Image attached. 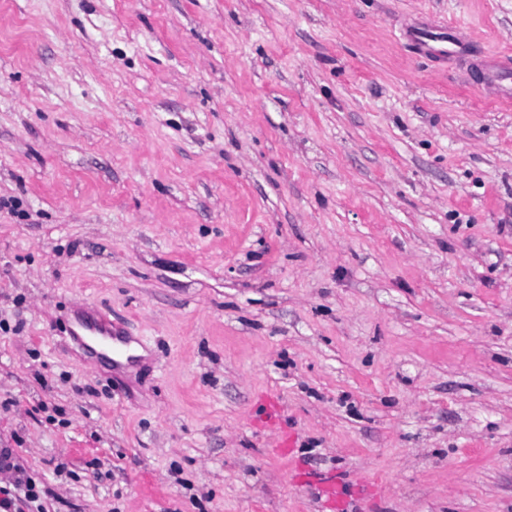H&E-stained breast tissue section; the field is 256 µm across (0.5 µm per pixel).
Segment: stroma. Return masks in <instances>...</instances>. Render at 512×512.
<instances>
[{
  "instance_id": "obj_1",
  "label": "stroma",
  "mask_w": 512,
  "mask_h": 512,
  "mask_svg": "<svg viewBox=\"0 0 512 512\" xmlns=\"http://www.w3.org/2000/svg\"><path fill=\"white\" fill-rule=\"evenodd\" d=\"M501 53L512 0H0V486L320 512L332 474L350 512H512ZM404 36L418 44L426 53L441 58L459 59L468 49L465 41L456 34L455 28L446 25L431 23L426 27L415 28L409 34L404 33ZM445 43L447 46L444 45ZM484 88L493 97H501L504 103L510 102L512 100V67L510 68L506 62L494 59L486 73Z\"/></svg>"
}]
</instances>
